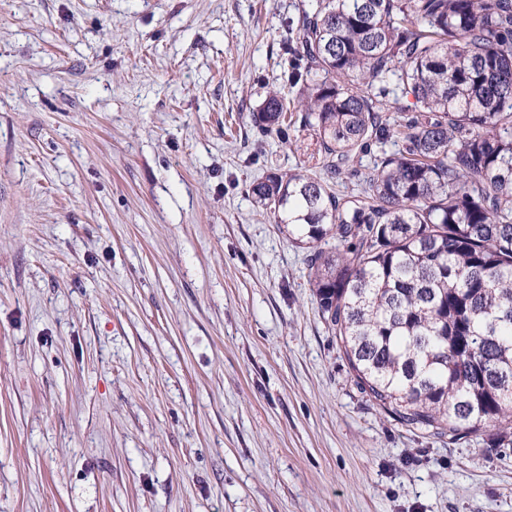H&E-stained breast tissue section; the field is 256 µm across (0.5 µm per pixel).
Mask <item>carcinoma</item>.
<instances>
[{"instance_id":"obj_1","label":"carcinoma","mask_w":512,"mask_h":512,"mask_svg":"<svg viewBox=\"0 0 512 512\" xmlns=\"http://www.w3.org/2000/svg\"><path fill=\"white\" fill-rule=\"evenodd\" d=\"M282 51L295 94L251 121L311 132L289 145L320 173L251 193L309 252L356 386L409 432L511 445L512 0H301ZM401 95L412 115L395 120Z\"/></svg>"}]
</instances>
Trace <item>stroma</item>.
Here are the masks:
<instances>
[{"label":"stroma","mask_w":512,"mask_h":512,"mask_svg":"<svg viewBox=\"0 0 512 512\" xmlns=\"http://www.w3.org/2000/svg\"><path fill=\"white\" fill-rule=\"evenodd\" d=\"M298 2L0 0V512H512V447L381 413L252 200Z\"/></svg>","instance_id":"35a3bbf8"}]
</instances>
